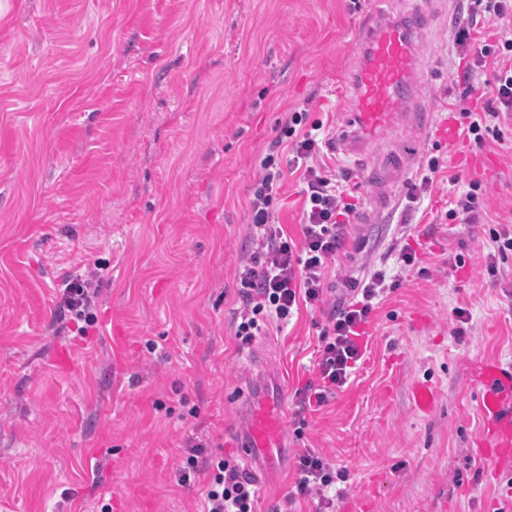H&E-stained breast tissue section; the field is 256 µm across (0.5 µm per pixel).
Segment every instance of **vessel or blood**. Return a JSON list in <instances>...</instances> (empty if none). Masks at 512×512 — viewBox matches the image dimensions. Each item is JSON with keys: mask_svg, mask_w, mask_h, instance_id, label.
Returning a JSON list of instances; mask_svg holds the SVG:
<instances>
[{"mask_svg": "<svg viewBox=\"0 0 512 512\" xmlns=\"http://www.w3.org/2000/svg\"><path fill=\"white\" fill-rule=\"evenodd\" d=\"M425 27V19L414 15L404 24L380 17L368 29L364 52L352 79V151L364 150L387 128L428 126V113L418 108L422 87L415 79L416 39ZM405 168V156L398 155L375 168L370 178L385 193L396 174ZM474 388L488 428L482 448L491 459L511 461L512 364L485 365ZM283 403L280 380L272 374L262 376L258 388L246 400L249 419L239 440L240 455L248 465L267 474L282 472L288 462L282 431Z\"/></svg>", "mask_w": 512, "mask_h": 512, "instance_id": "vessel-or-blood-1", "label": "vessel or blood"}]
</instances>
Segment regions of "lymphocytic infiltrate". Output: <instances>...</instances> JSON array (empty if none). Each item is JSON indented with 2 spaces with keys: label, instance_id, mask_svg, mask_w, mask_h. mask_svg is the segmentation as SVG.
Segmentation results:
<instances>
[{
  "label": "lymphocytic infiltrate",
  "instance_id": "lymphocytic-infiltrate-1",
  "mask_svg": "<svg viewBox=\"0 0 512 512\" xmlns=\"http://www.w3.org/2000/svg\"><path fill=\"white\" fill-rule=\"evenodd\" d=\"M474 31L471 23L456 26L452 45L467 68L490 71L482 91L492 96L493 107L481 114H467V134L479 144L489 130V121L512 112V40L496 46L475 36ZM322 128V122H309L307 113L294 110L288 112L279 135L270 142L248 200L256 248L243 256L236 274L240 307L233 333L239 346L249 345L268 326L286 325L300 306L329 311L318 335L319 380L294 393L291 422L299 437L307 426L306 411L326 405L347 384L365 355L363 336L373 311L388 291L400 285L399 280H388L385 271L377 270L364 281H350L352 295L348 300L334 308L327 305L324 280L330 263L345 245L344 229L355 206L345 201L335 174L316 164L322 150ZM285 150L292 163L304 169L300 236L296 239L273 220L280 205L284 180L281 153ZM98 293L93 278L67 282L59 307L73 323L91 325L96 319ZM176 475L178 485L199 486L202 512H256L258 486L234 456L209 453L203 443L190 439ZM349 480L347 468L307 448L296 459L288 497L314 501L316 512H328L334 504L331 489Z\"/></svg>",
  "mask_w": 512,
  "mask_h": 512
}]
</instances>
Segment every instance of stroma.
Masks as SVG:
<instances>
[{"instance_id":"1","label":"stroma","mask_w":512,"mask_h":512,"mask_svg":"<svg viewBox=\"0 0 512 512\" xmlns=\"http://www.w3.org/2000/svg\"><path fill=\"white\" fill-rule=\"evenodd\" d=\"M0 20V512H200L174 479L186 439L225 448L243 394L265 370L284 382L289 459L313 448L347 467L334 512H512V467L483 457L471 381L512 363V258L488 275L489 232L512 227V120L483 145L442 134L485 72L451 64V30L512 23L473 0H10ZM424 12L417 38L419 131L385 130L346 148L351 79L376 16ZM329 129L356 205L328 270V296L370 268L397 276L366 327L349 383L290 421L294 393L318 379V322L300 310L238 350L236 272L251 248L247 201L286 112ZM404 151L392 199L369 171ZM437 172H430V161ZM480 216L448 219L468 183ZM418 263L398 269L403 242ZM100 271L97 323L61 317L64 278ZM470 320L457 326L454 308ZM436 391L420 411L414 384ZM257 512L287 504L293 471L257 474Z\"/></svg>"}]
</instances>
